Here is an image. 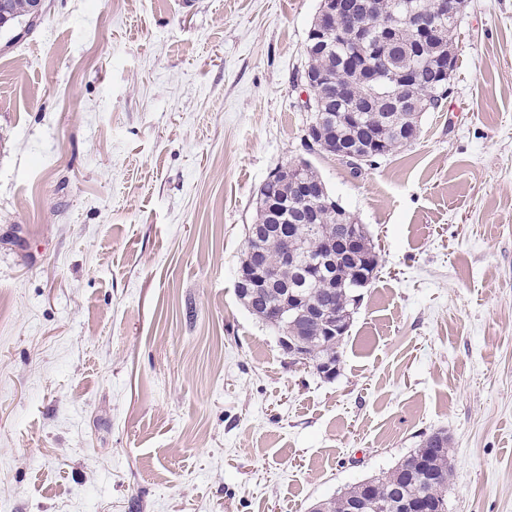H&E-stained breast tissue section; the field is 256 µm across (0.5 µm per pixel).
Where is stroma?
Wrapping results in <instances>:
<instances>
[{"mask_svg": "<svg viewBox=\"0 0 512 512\" xmlns=\"http://www.w3.org/2000/svg\"><path fill=\"white\" fill-rule=\"evenodd\" d=\"M320 0H46L0 34V512H309L447 433L448 512H512V0L361 174L307 153ZM308 159L380 253L339 371L235 291Z\"/></svg>", "mask_w": 512, "mask_h": 512, "instance_id": "obj_1", "label": "stroma"}]
</instances>
